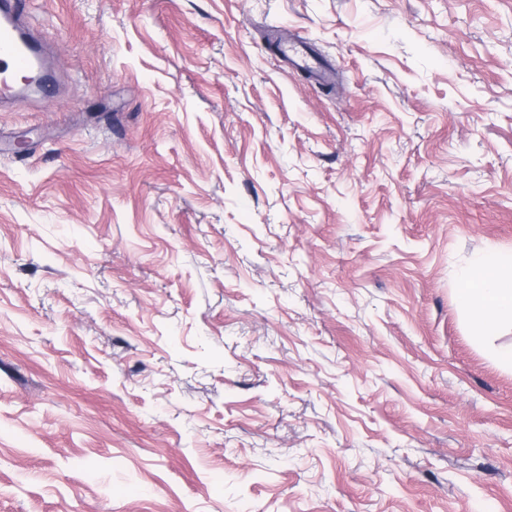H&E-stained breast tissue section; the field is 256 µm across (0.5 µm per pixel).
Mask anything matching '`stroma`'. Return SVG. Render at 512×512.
<instances>
[{"label":"stroma","instance_id":"obj_1","mask_svg":"<svg viewBox=\"0 0 512 512\" xmlns=\"http://www.w3.org/2000/svg\"><path fill=\"white\" fill-rule=\"evenodd\" d=\"M30 9L0 512H512V328L456 299L512 255V0ZM282 52L291 64L301 68L316 70L319 78H327L326 73L319 70L316 59L313 58L301 44L297 42L289 43Z\"/></svg>","mask_w":512,"mask_h":512}]
</instances>
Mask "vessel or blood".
<instances>
[{
  "mask_svg": "<svg viewBox=\"0 0 512 512\" xmlns=\"http://www.w3.org/2000/svg\"><path fill=\"white\" fill-rule=\"evenodd\" d=\"M29 0H0V108L38 95L57 100L58 77L50 65L52 44L27 22Z\"/></svg>",
  "mask_w": 512,
  "mask_h": 512,
  "instance_id": "b4317fda",
  "label": "vessel or blood"
}]
</instances>
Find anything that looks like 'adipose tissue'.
Here are the masks:
<instances>
[{
    "instance_id": "adipose-tissue-1",
    "label": "adipose tissue",
    "mask_w": 512,
    "mask_h": 512,
    "mask_svg": "<svg viewBox=\"0 0 512 512\" xmlns=\"http://www.w3.org/2000/svg\"><path fill=\"white\" fill-rule=\"evenodd\" d=\"M458 299L477 334L495 337L501 323L512 320V259L478 257L462 277Z\"/></svg>"
}]
</instances>
